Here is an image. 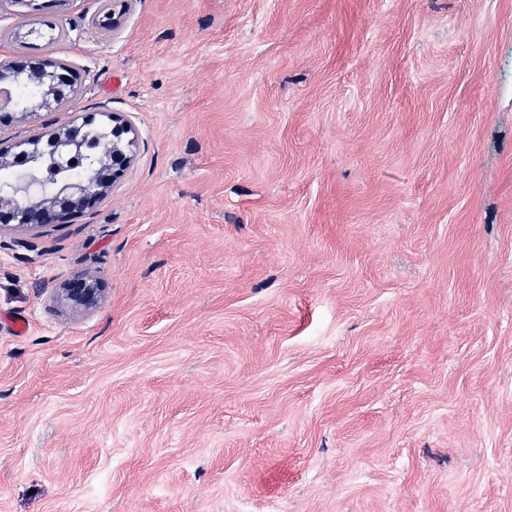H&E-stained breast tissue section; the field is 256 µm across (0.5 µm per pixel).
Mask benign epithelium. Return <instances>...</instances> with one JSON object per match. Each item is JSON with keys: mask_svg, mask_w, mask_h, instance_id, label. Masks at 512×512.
<instances>
[{"mask_svg": "<svg viewBox=\"0 0 512 512\" xmlns=\"http://www.w3.org/2000/svg\"><path fill=\"white\" fill-rule=\"evenodd\" d=\"M20 72L40 91V100L17 105V110L0 121L34 115L37 109L56 111L68 95L75 93L79 74L64 60L51 56L17 55L0 62V85L10 84ZM106 123L109 136L95 149V175L78 183L50 185L33 165L37 154L80 140L87 127ZM135 129L122 115L91 112L80 122L60 125L49 134H35L25 141L0 146V170H16L27 175L9 187H0V231L21 228L37 231L51 224H69L74 217L94 207L108 196L124 177L136 157ZM105 288L92 274H83L58 289L57 298L74 312H87L103 300Z\"/></svg>", "mask_w": 512, "mask_h": 512, "instance_id": "1", "label": "benign epithelium"}]
</instances>
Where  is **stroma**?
Returning a JSON list of instances; mask_svg holds the SVG:
<instances>
[{
    "mask_svg": "<svg viewBox=\"0 0 512 512\" xmlns=\"http://www.w3.org/2000/svg\"><path fill=\"white\" fill-rule=\"evenodd\" d=\"M102 5L0 12L138 138L0 232V512H512V0ZM105 288L92 274H82L58 289V300L74 312H87L103 300Z\"/></svg>",
    "mask_w": 512,
    "mask_h": 512,
    "instance_id": "obj_1",
    "label": "stroma"
}]
</instances>
